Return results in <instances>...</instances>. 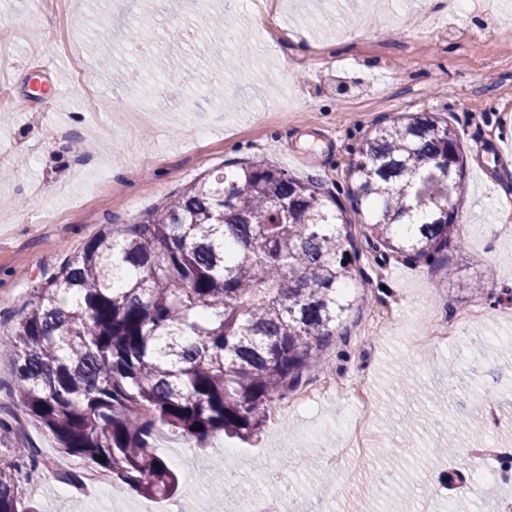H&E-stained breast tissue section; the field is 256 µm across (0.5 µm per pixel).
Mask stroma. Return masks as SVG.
Segmentation results:
<instances>
[{"mask_svg": "<svg viewBox=\"0 0 512 512\" xmlns=\"http://www.w3.org/2000/svg\"><path fill=\"white\" fill-rule=\"evenodd\" d=\"M176 0H0V336L40 281L108 224H130L205 172L263 158L327 187L343 185L362 138L402 112H436L466 150L463 246L445 269L376 258L364 215L350 213L361 274L357 301L321 353L328 371L309 399L268 415L262 432L222 435L196 448L159 434L158 452L180 475L171 497L128 494L110 482L77 490L38 471L43 512H234L202 474L237 473L243 492L291 487L298 512H493L512 483L488 482L464 453L472 433L512 468V428L483 415L492 400L512 421V0H494L479 27L468 4L448 0H202L195 16ZM229 15L247 47L215 44L207 22ZM139 41L130 45L127 26ZM167 58V77L141 72L142 54ZM160 104L136 119L141 104ZM487 286L474 294L473 276ZM471 315L457 338L426 343L448 318ZM334 378L339 391L324 389ZM371 394L370 446L334 469L357 417L354 392ZM483 484L461 499L462 483Z\"/></svg>", "mask_w": 512, "mask_h": 512, "instance_id": "35a3bbf8", "label": "stroma"}]
</instances>
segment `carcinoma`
I'll return each instance as SVG.
<instances>
[{"label": "carcinoma", "mask_w": 512, "mask_h": 512, "mask_svg": "<svg viewBox=\"0 0 512 512\" xmlns=\"http://www.w3.org/2000/svg\"><path fill=\"white\" fill-rule=\"evenodd\" d=\"M346 194L366 211L373 252L429 264L463 244L465 151L448 121L403 113L355 149ZM337 193L263 159L203 177L133 224H112L54 271L18 313L0 351L17 409L0 442L37 425L84 468L149 496L179 488L158 454L161 428L205 445L250 437L271 405L307 385L352 307L359 250ZM122 276L126 288L112 287ZM49 470L38 448L20 449ZM19 458H0V512L21 502Z\"/></svg>", "instance_id": "1"}]
</instances>
